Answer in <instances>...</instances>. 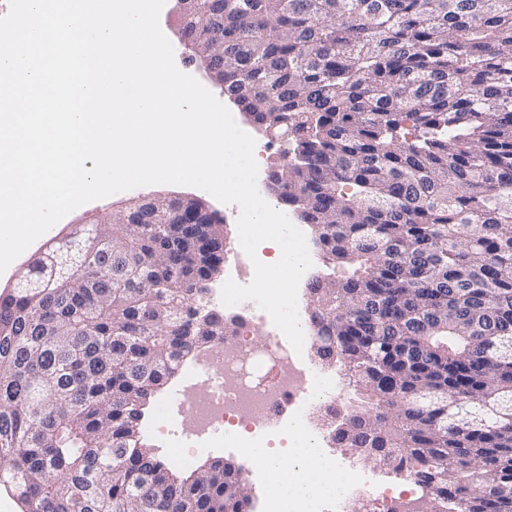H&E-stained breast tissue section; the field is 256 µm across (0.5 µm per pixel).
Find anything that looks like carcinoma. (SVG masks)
Here are the masks:
<instances>
[{
    "label": "carcinoma",
    "mask_w": 512,
    "mask_h": 512,
    "mask_svg": "<svg viewBox=\"0 0 512 512\" xmlns=\"http://www.w3.org/2000/svg\"><path fill=\"white\" fill-rule=\"evenodd\" d=\"M175 11L189 58L290 145L270 191L311 227L316 354L357 395L334 441L412 472L431 512H512V0ZM222 226L145 195L0 295V485L23 512H244L232 464L176 474L140 434L181 364L239 332L207 286Z\"/></svg>",
    "instance_id": "carcinoma-1"
}]
</instances>
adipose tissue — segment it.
<instances>
[{"label": "adipose tissue", "mask_w": 512, "mask_h": 512, "mask_svg": "<svg viewBox=\"0 0 512 512\" xmlns=\"http://www.w3.org/2000/svg\"><path fill=\"white\" fill-rule=\"evenodd\" d=\"M251 454L273 476L274 512H286L288 506L300 507L312 499L330 496L336 488L337 476L322 473L317 467L309 436L295 434L284 460L263 448L252 449Z\"/></svg>", "instance_id": "ef3b65f1"}]
</instances>
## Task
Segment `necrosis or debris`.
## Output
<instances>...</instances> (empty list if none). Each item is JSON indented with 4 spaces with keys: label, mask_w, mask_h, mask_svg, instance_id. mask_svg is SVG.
Masks as SVG:
<instances>
[{
    "label": "necrosis or debris",
    "mask_w": 512,
    "mask_h": 512,
    "mask_svg": "<svg viewBox=\"0 0 512 512\" xmlns=\"http://www.w3.org/2000/svg\"><path fill=\"white\" fill-rule=\"evenodd\" d=\"M239 309L268 325L269 339L259 346L243 332L228 336L185 367L178 396L201 440L178 453L182 466L228 439L242 449L268 447L289 427L306 428L312 415L341 410L345 382L338 369L312 362L314 337H306L302 353H295L265 311L250 301ZM387 497L386 489L364 475L339 484L332 495L336 512H354L357 504Z\"/></svg>",
    "instance_id": "1"
}]
</instances>
